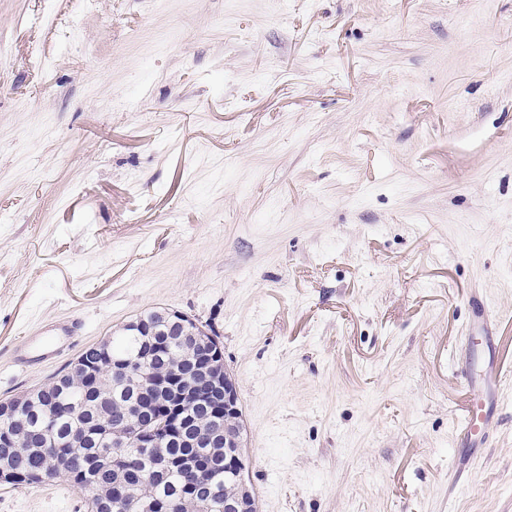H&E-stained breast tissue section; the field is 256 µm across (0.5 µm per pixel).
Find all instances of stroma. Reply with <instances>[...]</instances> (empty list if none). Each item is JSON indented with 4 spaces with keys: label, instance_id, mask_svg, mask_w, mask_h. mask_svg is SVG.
I'll return each instance as SVG.
<instances>
[{
    "label": "stroma",
    "instance_id": "obj_1",
    "mask_svg": "<svg viewBox=\"0 0 512 512\" xmlns=\"http://www.w3.org/2000/svg\"><path fill=\"white\" fill-rule=\"evenodd\" d=\"M475 295L512 335V0H0V400L166 307L223 346L260 512H512V382L448 477Z\"/></svg>",
    "mask_w": 512,
    "mask_h": 512
}]
</instances>
